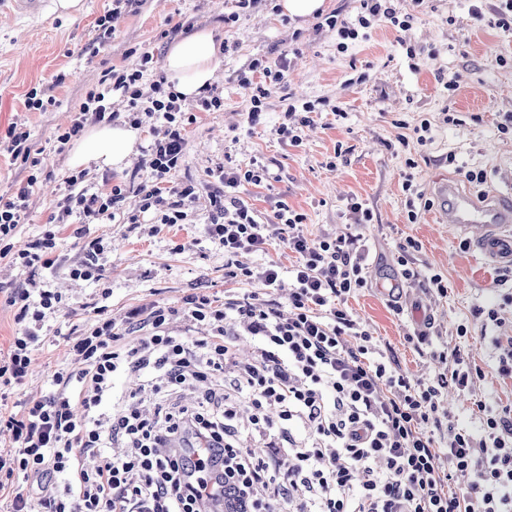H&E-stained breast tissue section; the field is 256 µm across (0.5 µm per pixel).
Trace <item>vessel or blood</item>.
Masks as SVG:
<instances>
[{"mask_svg":"<svg viewBox=\"0 0 512 512\" xmlns=\"http://www.w3.org/2000/svg\"><path fill=\"white\" fill-rule=\"evenodd\" d=\"M438 221L448 224L467 237L470 246L496 264H512V206L478 200L463 192L457 184L444 182L436 189Z\"/></svg>","mask_w":512,"mask_h":512,"instance_id":"b4317fda","label":"vessel or blood"}]
</instances>
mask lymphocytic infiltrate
Instances as JSON below:
<instances>
[{
  "label": "lymphocytic infiltrate",
  "mask_w": 512,
  "mask_h": 512,
  "mask_svg": "<svg viewBox=\"0 0 512 512\" xmlns=\"http://www.w3.org/2000/svg\"><path fill=\"white\" fill-rule=\"evenodd\" d=\"M357 23L326 16L328 28L357 39L379 21L408 27L384 0H361ZM239 79L250 97L248 124L260 121L269 86L281 82L286 60H252ZM141 71L109 70L70 125L55 136L65 145L111 113L113 94L132 111L157 120L146 149L151 179L137 188L142 211L181 224L195 201L193 184L172 185L184 160L193 121L164 81L143 93ZM0 155L29 168L9 197L0 198V259L10 266L51 270L61 264L58 240L70 217L94 224L115 218L125 194L115 184L92 192L84 177L65 178V191L42 236L15 238L38 181L42 160L18 122L0 133ZM267 169L219 168L208 194L206 233L224 249L227 266L258 282L259 293L228 294L223 305L192 294L180 306L130 312L124 330L110 319L75 329L47 392L0 411V496L9 512H512V406L477 403L471 432L443 423L439 405L449 385L467 387L481 367L460 352L431 351L451 363L450 374L412 377L386 356L345 306L366 284L361 237L311 238L304 214L282 205L274 216L283 244L295 254L287 303L275 292V261L241 264L267 251V227L232 189L258 185ZM61 295L48 286L13 289L19 330L0 358V382L23 385L33 353L44 343L43 322ZM182 318L208 328L206 336L173 335ZM253 348L238 359L237 344ZM141 379L137 391H112L120 373ZM193 389L192 405L160 403L161 390ZM467 476L447 491L446 481Z\"/></svg>",
  "instance_id": "lymphocytic-infiltrate-1"
}]
</instances>
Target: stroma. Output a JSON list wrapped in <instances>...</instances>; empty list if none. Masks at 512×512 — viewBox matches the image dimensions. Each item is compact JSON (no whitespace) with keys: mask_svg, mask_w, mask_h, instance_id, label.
I'll return each mask as SVG.
<instances>
[{"mask_svg":"<svg viewBox=\"0 0 512 512\" xmlns=\"http://www.w3.org/2000/svg\"><path fill=\"white\" fill-rule=\"evenodd\" d=\"M82 2V12L70 20L52 10L33 18L0 9V129L25 113L30 139L43 150V173L18 240L41 234L54 211L63 179L72 171L69 151H57L54 135L69 124L105 70L139 68L142 53L150 52L156 64L142 81L150 86L163 72L170 44L211 29L228 45L212 86L224 106L201 112L196 101H186L196 120L186 128V157L175 182L202 186L225 165L265 166L268 181L237 188V197L267 224L281 204L305 214L304 230L313 238L348 232L354 221L349 203L361 202L372 219L361 228L367 284L347 301L353 318L409 375L428 377L442 370L418 344L422 333L433 346L459 349L466 361L483 369L481 380L463 390L449 386L444 393L443 405L457 426H476V401L512 405V380L497 375L494 346L495 340L512 337V305L503 302L512 294V276L501 279V266L461 249V235L437 223L428 204L442 179L485 198L512 188V130L498 128L503 114L512 113V28L492 24L499 0H426L410 28L378 22L347 41L336 31L317 29L315 20L292 21L277 10L278 0H261L247 10L239 9L237 0H131L113 32L97 25L112 0ZM342 42L347 45L343 51L338 48ZM282 55L290 62L287 79L272 88L259 124L245 125L250 99L239 74L253 59ZM448 78L456 90L445 88ZM35 87L51 89L55 105L25 111V96ZM305 102L315 103L316 110L302 143L294 146L276 129L288 104ZM119 117L139 124L132 155L118 168L85 166V184L95 189L124 185L123 208L132 213L139 205L135 190L146 178L141 159L153 122L124 110ZM424 122L430 131L421 146L414 129ZM410 159L415 169H408ZM466 168L485 170L486 183H467ZM409 173L422 200L411 201L404 188ZM188 210L185 224H157L145 213L136 229L118 218L85 225L79 236L63 232V266L37 274L61 292V307L45 319L47 339L36 352L28 383L7 387L9 402L47 388L65 352V336L85 319L121 324L130 311L176 307L193 292L220 302L227 290H251V283L225 273L224 249L205 230L206 199ZM411 210L416 220H408ZM96 238L105 245L99 280H72L67 264L81 257L84 242ZM409 239L418 250L404 267L398 258ZM407 268L415 278L404 279ZM433 273L442 275L446 295L424 290L423 277ZM398 283L404 293L396 300L388 290ZM493 305L501 306L503 322L483 327L475 311ZM462 324L468 328L464 337L457 333Z\"/></svg>","mask_w":512,"mask_h":512,"instance_id":"35a3bbf8","label":"stroma"}]
</instances>
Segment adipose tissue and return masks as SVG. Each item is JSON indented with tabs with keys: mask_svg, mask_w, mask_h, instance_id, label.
<instances>
[{
	"mask_svg": "<svg viewBox=\"0 0 512 512\" xmlns=\"http://www.w3.org/2000/svg\"><path fill=\"white\" fill-rule=\"evenodd\" d=\"M220 43L213 31L203 29L173 43L167 50L163 69L175 92L187 99L202 95L216 78ZM138 131L127 124H103L87 131L70 157L72 167L94 161L103 166H120L133 152Z\"/></svg>",
	"mask_w": 512,
	"mask_h": 512,
	"instance_id": "adipose-tissue-1",
	"label": "adipose tissue"
}]
</instances>
